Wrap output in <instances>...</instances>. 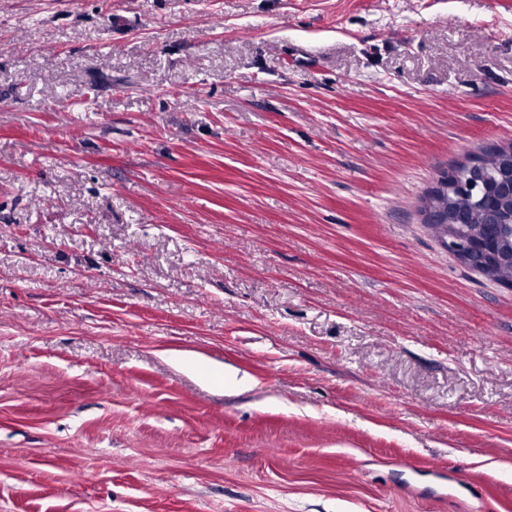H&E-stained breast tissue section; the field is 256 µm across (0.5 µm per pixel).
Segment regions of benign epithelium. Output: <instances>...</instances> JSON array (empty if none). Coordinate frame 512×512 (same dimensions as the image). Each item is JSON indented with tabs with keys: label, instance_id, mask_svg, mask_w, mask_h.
<instances>
[{
	"label": "benign epithelium",
	"instance_id": "1",
	"mask_svg": "<svg viewBox=\"0 0 512 512\" xmlns=\"http://www.w3.org/2000/svg\"><path fill=\"white\" fill-rule=\"evenodd\" d=\"M487 151L498 156L502 169L483 162V154L440 173L424 202V223L462 264L500 285L512 264V144Z\"/></svg>",
	"mask_w": 512,
	"mask_h": 512
}]
</instances>
